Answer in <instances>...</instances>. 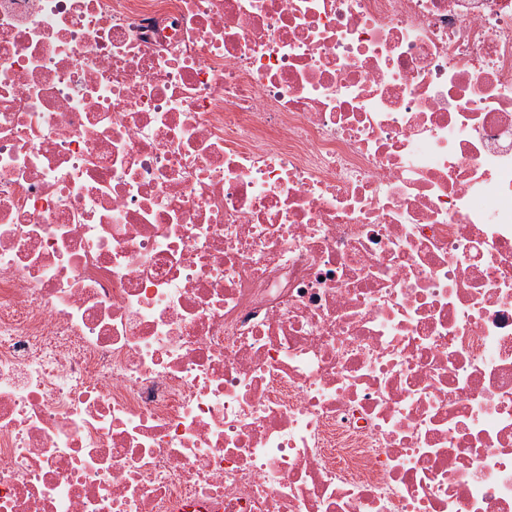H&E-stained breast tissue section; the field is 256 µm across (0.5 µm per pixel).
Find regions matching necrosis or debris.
I'll return each instance as SVG.
<instances>
[{
  "label": "necrosis or debris",
  "mask_w": 512,
  "mask_h": 512,
  "mask_svg": "<svg viewBox=\"0 0 512 512\" xmlns=\"http://www.w3.org/2000/svg\"><path fill=\"white\" fill-rule=\"evenodd\" d=\"M0 512H512V0H0Z\"/></svg>",
  "instance_id": "obj_1"
}]
</instances>
